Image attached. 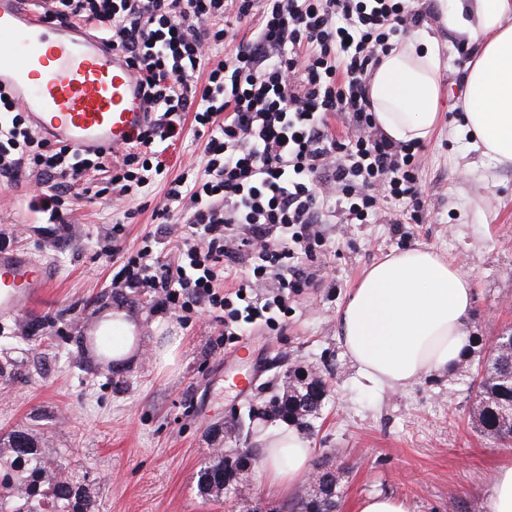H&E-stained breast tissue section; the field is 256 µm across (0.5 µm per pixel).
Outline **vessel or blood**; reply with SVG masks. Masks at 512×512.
Wrapping results in <instances>:
<instances>
[{
  "label": "vessel or blood",
  "mask_w": 512,
  "mask_h": 512,
  "mask_svg": "<svg viewBox=\"0 0 512 512\" xmlns=\"http://www.w3.org/2000/svg\"><path fill=\"white\" fill-rule=\"evenodd\" d=\"M0 89L48 139L87 151L130 143L145 114L119 51L79 26L40 19L26 0H0ZM51 283L26 253L0 251V315L21 314Z\"/></svg>",
  "instance_id": "vessel-or-blood-1"
}]
</instances>
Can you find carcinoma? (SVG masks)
<instances>
[{
	"label": "carcinoma",
	"instance_id": "cac0c4a2",
	"mask_svg": "<svg viewBox=\"0 0 512 512\" xmlns=\"http://www.w3.org/2000/svg\"><path fill=\"white\" fill-rule=\"evenodd\" d=\"M495 352L477 365L483 382L477 392L482 408L479 428L502 441L512 442V333L494 340ZM327 398V384L322 378H309L288 396V414L272 406L269 412L288 417V422L306 428L318 418ZM240 464L235 448L220 449L198 471L197 487L213 499L238 492L237 480L228 474L227 460ZM317 485L300 498L301 512H338V477L335 472L319 469ZM85 476L65 472L57 463L55 452L41 448L29 436L13 435L9 447L0 448V512H88Z\"/></svg>",
	"mask_w": 512,
	"mask_h": 512
}]
</instances>
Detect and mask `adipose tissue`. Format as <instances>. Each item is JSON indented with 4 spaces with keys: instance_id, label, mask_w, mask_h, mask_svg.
Segmentation results:
<instances>
[{
    "instance_id": "ef3b65f1",
    "label": "adipose tissue",
    "mask_w": 512,
    "mask_h": 512,
    "mask_svg": "<svg viewBox=\"0 0 512 512\" xmlns=\"http://www.w3.org/2000/svg\"><path fill=\"white\" fill-rule=\"evenodd\" d=\"M439 24L471 53L464 66L463 122L469 150L512 165V0H433ZM446 46L420 31L383 55L370 73L368 96L379 127L394 141H426L440 123ZM471 281L458 263L414 246L372 265L338 318V339L359 375L398 390L457 363L468 346ZM139 345L135 317L105 312L95 336L102 361L121 368ZM258 443L268 486L283 492L307 473L310 448L282 424Z\"/></svg>"
}]
</instances>
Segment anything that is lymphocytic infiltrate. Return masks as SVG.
Wrapping results in <instances>:
<instances>
[{
  "instance_id": "f902f5d3",
  "label": "lymphocytic infiltrate",
  "mask_w": 512,
  "mask_h": 512,
  "mask_svg": "<svg viewBox=\"0 0 512 512\" xmlns=\"http://www.w3.org/2000/svg\"><path fill=\"white\" fill-rule=\"evenodd\" d=\"M44 15L95 28L134 69L146 105V123L114 157L109 181L125 193L161 180L164 202L142 247H127L121 221L105 235L115 290H145L176 314L203 309L228 329L263 321L284 309L283 290L312 282L296 255L323 249L321 225L339 214L373 222L383 192L410 213L424 209L416 145L378 129L366 93V77L391 37L420 21L408 0H47ZM247 24L253 37H239ZM223 43L234 51L215 60ZM199 71L206 74L201 85L193 80ZM333 112L349 122L346 139L326 131ZM188 120L206 140L203 171L167 177L158 145L179 140ZM103 160L40 136L15 99L0 97V176L35 170L50 178L34 203L48 223L68 224L72 187L102 170ZM181 207L188 218L177 225L173 212ZM229 224L243 225L244 235L226 237ZM175 234L182 239L177 263L160 262L156 244ZM245 256L250 287L273 277L280 292L240 310L220 283Z\"/></svg>"
}]
</instances>
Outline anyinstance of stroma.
I'll return each instance as SVG.
<instances>
[{
    "instance_id": "stroma-1",
    "label": "stroma",
    "mask_w": 512,
    "mask_h": 512,
    "mask_svg": "<svg viewBox=\"0 0 512 512\" xmlns=\"http://www.w3.org/2000/svg\"><path fill=\"white\" fill-rule=\"evenodd\" d=\"M420 150L419 181L427 195L422 222H405L401 202L381 200L370 224L325 225L326 275L291 295L276 326L239 323L225 335L207 316L180 323L154 310L149 295L112 292L111 262L97 244L124 210L137 216L127 242L138 246L155 223L162 182L136 196H81L61 238L44 231L31 205L43 178L26 173L0 182V234L27 252L52 285L22 315L0 317V448L18 432L55 448L67 468L86 474L91 512H300L306 486L298 479L272 493L261 463L246 476L244 493L216 501L197 490L196 473L216 448L258 454L256 418L281 393L293 371H319L330 392L311 430L310 468L336 467L340 512L370 494L407 500L410 512H483L492 475L512 461V444L478 429L476 397L463 364L425 377L400 392L364 381L337 336V319L359 276L385 255L421 245L462 263L474 287L471 361L488 355L495 336L512 331V166L478 160L449 120ZM204 141L185 128L162 154L169 175L198 167ZM139 318L147 352L116 369L99 363L89 336L109 310ZM29 322L35 333H24ZM182 338L175 367L157 372L149 355L157 324Z\"/></svg>"
}]
</instances>
